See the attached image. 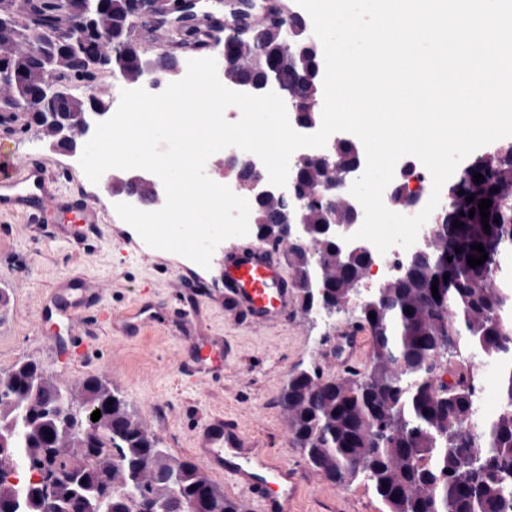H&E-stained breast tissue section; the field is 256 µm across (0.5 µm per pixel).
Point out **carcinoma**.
Returning a JSON list of instances; mask_svg holds the SVG:
<instances>
[{
    "label": "carcinoma",
    "mask_w": 512,
    "mask_h": 512,
    "mask_svg": "<svg viewBox=\"0 0 512 512\" xmlns=\"http://www.w3.org/2000/svg\"><path fill=\"white\" fill-rule=\"evenodd\" d=\"M195 12L183 16L172 0H0V113L23 111L37 89L59 99L63 112H84L88 98L72 93V85L97 80L104 50L112 51V74L134 81L144 61L139 33L163 29L179 49L160 57L163 64L219 40L225 81H256L274 67L280 83L296 91L302 115L316 117L310 103L321 95V61L301 35L288 43L295 0L255 4L251 20L233 31L202 6ZM358 163L346 141L336 144L328 164L304 160L296 186L308 198L309 234L285 259L301 287L311 281L327 288L319 301L358 300L357 323L370 332L371 356L364 368L342 375L316 367L292 373L279 400L289 435L312 469L341 486L363 481L385 512H512V287L487 285L500 256L512 250V143L462 167L448 182L455 203L435 215L426 255L361 300L363 259H348L320 234L322 224L348 223L350 210L339 200L326 206L317 195ZM482 199L492 201L488 233ZM276 208L262 202L252 218L265 224ZM455 220L464 226H453ZM475 243L488 258L471 267L467 257L479 256ZM473 351L501 369L502 405L481 422L480 377L468 361ZM439 363L448 365L451 381L441 382ZM95 408L96 437L76 443ZM146 430L109 383L88 377L71 388L33 361L15 364L0 373V512H43L48 497L54 512H131V493L161 512L195 504L202 512H244L194 461L171 454Z\"/></svg>",
    "instance_id": "1"
}]
</instances>
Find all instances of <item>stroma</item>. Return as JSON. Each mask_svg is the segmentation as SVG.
<instances>
[{
    "instance_id": "35a3bbf8",
    "label": "stroma",
    "mask_w": 512,
    "mask_h": 512,
    "mask_svg": "<svg viewBox=\"0 0 512 512\" xmlns=\"http://www.w3.org/2000/svg\"><path fill=\"white\" fill-rule=\"evenodd\" d=\"M42 160L54 173L70 209L94 204L106 215L78 249L56 239L54 228L69 211L47 210L39 223L0 214V278L17 279V297L0 308V371L21 360L36 361L50 376L74 385L86 377L112 384L145 425L178 457L193 458L192 437L210 415L221 412L238 422L275 460L302 475L293 512H382L371 488L357 482L343 487L309 467L288 435L280 394L297 368L319 367L331 374L346 366L364 367L370 335L361 331L358 349H339L341 336L355 319L305 314L293 302L286 317L259 326L224 313V251L255 246L254 237H232L216 247L209 267L142 242L129 224L112 212L111 198L72 165L67 154L52 151L42 133L23 119L0 125V146ZM83 275L103 289L101 306L80 310L73 322H43L40 310L56 286L70 275ZM182 300L196 309L192 333L155 326L141 336L126 335L101 318L102 311L122 313L144 303L165 305ZM86 334L74 342V330ZM220 336L232 354L216 378L185 375L195 363V335Z\"/></svg>"
}]
</instances>
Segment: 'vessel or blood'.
I'll return each instance as SVG.
<instances>
[{
	"instance_id": "1",
	"label": "vessel or blood",
	"mask_w": 512,
	"mask_h": 512,
	"mask_svg": "<svg viewBox=\"0 0 512 512\" xmlns=\"http://www.w3.org/2000/svg\"><path fill=\"white\" fill-rule=\"evenodd\" d=\"M61 203L56 180L42 162L27 154L0 151V212L32 216ZM101 291L75 276L62 283L43 307L44 315L62 320L73 317L76 308L98 305ZM293 291L283 276L278 259L264 248L235 247L224 252V309L246 312L255 323L265 324L287 315ZM195 311L177 309L168 318L149 305H140L116 316L124 332L142 333L160 320L189 329ZM196 458L210 474L229 479L246 493L257 512H289L300 485L298 471L276 463L223 415H212L194 440Z\"/></svg>"
}]
</instances>
